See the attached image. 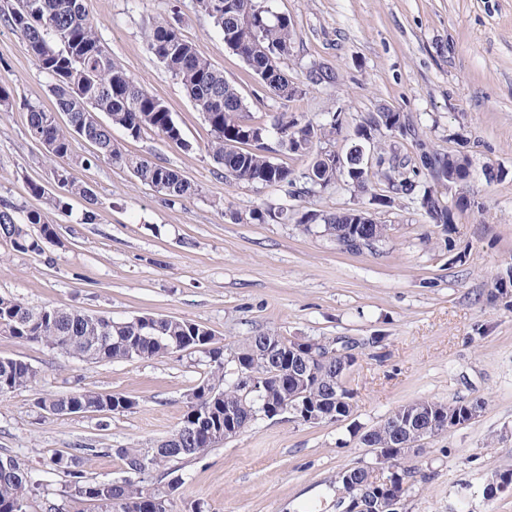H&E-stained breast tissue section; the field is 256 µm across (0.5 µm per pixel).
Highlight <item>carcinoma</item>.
Instances as JSON below:
<instances>
[{"label": "carcinoma", "mask_w": 512, "mask_h": 512, "mask_svg": "<svg viewBox=\"0 0 512 512\" xmlns=\"http://www.w3.org/2000/svg\"><path fill=\"white\" fill-rule=\"evenodd\" d=\"M9 6H0V21L20 33L28 43L38 69L51 80L50 91L56 109L46 110L37 103H26L30 137L37 141L46 136L53 149L46 155L59 163L53 169L61 181L59 191H47L33 183L31 192L45 200L46 208L28 210L18 216L17 208L0 206V238L9 242L18 253L46 254L47 245H60L57 225L48 214L64 212L69 199L80 197L92 200V191L76 173V167H89L98 161L108 162L131 171L142 185L175 203L197 195L198 188L177 169L158 164L143 156L123 151L112 142V128L137 134L152 131L175 144L183 143L182 131L169 108L160 99L146 91L132 75L112 56L102 43L97 25L82 8L81 0H8ZM220 30L224 42L233 49L247 68L260 80L268 93L283 101H290L304 93L303 84L288 76L279 66L282 57L291 55L296 32L291 21L273 14L264 0H196ZM148 52L177 79L186 90L195 107L210 128L211 138L206 151L213 161L224 169L226 177L248 184L291 185L296 182L288 167L271 161L270 149L236 140L231 133L232 119H245L247 105L238 88L202 56L195 46L185 40L177 21L162 19L153 24L146 36ZM104 115L106 124L90 121V113ZM63 114L64 123L55 121ZM336 116L327 124L302 122L282 113L274 117V127L282 128L284 138L304 142L308 154L314 141L321 140L335 129ZM79 136L93 147L92 154L80 161L73 160V136ZM379 128L376 116L359 123L351 143L343 154L346 168L361 170L357 188L366 191L375 184L389 192L399 191L412 196L435 224H450L454 219L452 208L440 204L430 196L431 190L422 188L419 181L406 175L403 164L397 162L394 152H383L372 167H367L358 156L359 147H371ZM464 157L445 155L421 149V162L427 175L439 181ZM340 172L321 155L312 158L301 179L311 187L326 188L337 182ZM321 221L341 225V232L357 231L352 218L345 212L303 216L299 223ZM0 333L26 342L41 343L64 357L83 362H119L162 358L166 355L192 349L201 353L208 367L207 378L187 394V411L172 435L153 453L131 451L127 448H90L92 455L115 454L125 465L127 476L112 482L89 479L77 459L59 455L54 460L56 469L69 478L68 495L97 505L98 512H173V491L170 483L148 479L150 471L164 463L197 455L267 418L265 407H278L293 402L295 385L288 362V338L273 332L247 337L224 354V347L215 345L209 329L193 322L161 318L153 330L146 332L134 319L115 321L107 317L79 310L53 306L40 308L7 297H0ZM283 343L281 352L283 375L267 377L264 367L255 364L256 351L270 342ZM341 359L334 356L316 363L308 381L307 405L313 409L326 404L337 409L349 390L337 372ZM251 368L256 390L244 393L235 385L239 368ZM42 378L40 371L19 359L0 358V395L26 388ZM207 409V419L192 427L193 403ZM85 412L124 413L134 403L117 395L92 390H76L65 395H49L37 407L54 414L73 412L74 406ZM480 405L475 401L442 403L422 399L401 405L384 421L371 430L380 448L397 451L398 414L418 415L422 425L435 420L439 412L461 415L468 407ZM232 409V430L225 433L224 408ZM410 474L407 458L397 459L392 480L393 496L406 493L405 477ZM369 471L352 467L343 471L339 482L349 494L348 500L360 497L370 488ZM34 483L11 456L0 457V512H32Z\"/></svg>", "instance_id": "carcinoma-1"}]
</instances>
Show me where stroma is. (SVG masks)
Segmentation results:
<instances>
[{
  "mask_svg": "<svg viewBox=\"0 0 512 512\" xmlns=\"http://www.w3.org/2000/svg\"><path fill=\"white\" fill-rule=\"evenodd\" d=\"M113 59L161 99L180 125L183 144L153 132L112 140L128 153L177 168L198 188L173 204L131 172L100 162L78 168L97 199L96 221L81 223L84 200L53 214L63 247L48 257L12 250L0 240V295L29 306H56L126 320L155 315L211 330L226 347L267 331L335 347L353 341L345 376L351 413L340 421L298 422L288 415L176 462L181 485L175 512H344L337 477L376 466L361 440L397 407L419 400H481L472 422L429 438L411 454L415 473L402 512H512V488L488 499L494 475L512 471V0H267L297 32L280 66L305 82L312 65L333 82L309 85L290 101L272 98L195 0H82ZM182 33L244 96L247 119L269 124L281 112L321 122L341 112L336 133L314 151L345 153L353 130L380 108L412 120V133L379 137L409 168L420 148L462 154V188L432 183L444 205L459 192L476 201L450 224L430 221L419 201L389 206L337 183L296 193L286 185L238 183L205 150L201 112L148 52L145 35L162 18ZM50 78L26 40L0 23V86L12 111L0 114V202L42 207L36 182L53 186L52 165L28 134L26 102L52 107ZM364 206L389 227L376 247L341 249L303 214ZM288 210L287 220H248L256 208ZM0 358L42 373L39 383L0 396V455L16 458L39 483L38 512H96L66 500L56 455H80L86 475L110 482L125 475L111 451H148L168 438L186 410V395L207 369L200 353L89 364L40 343L0 333ZM84 388L134 401L121 414L50 416L47 393ZM98 455H88V448Z\"/></svg>",
  "mask_w": 512,
  "mask_h": 512,
  "instance_id": "obj_1",
  "label": "stroma"
}]
</instances>
